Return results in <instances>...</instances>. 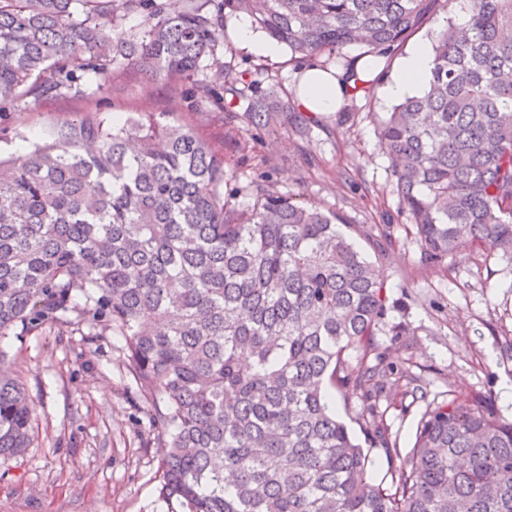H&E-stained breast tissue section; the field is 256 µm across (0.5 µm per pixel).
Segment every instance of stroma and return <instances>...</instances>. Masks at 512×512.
<instances>
[{
    "label": "stroma",
    "instance_id": "1",
    "mask_svg": "<svg viewBox=\"0 0 512 512\" xmlns=\"http://www.w3.org/2000/svg\"><path fill=\"white\" fill-rule=\"evenodd\" d=\"M238 16L224 22L222 61L281 84L296 98L300 71L288 49L260 57L238 44ZM392 101L383 88L346 99L301 135L286 125L248 126L244 106L218 109L194 101L190 84L176 87L115 68L108 87L87 86L21 109L0 112V152L22 153L50 139L84 113L113 117L169 112L223 155L224 199L244 208L249 182L270 176L282 193L340 215L346 232L369 249L366 231L392 240L379 267L386 311L378 342L395 366L412 365L422 389L386 407L384 419L399 447H410L429 406L450 395L489 398L512 420L504 399L512 384V260L474 248L425 268L416 230L399 217L390 162L378 126ZM77 325H54L0 338V353L25 384L36 408L33 442L0 458V512H165L156 487L162 451L151 442L146 409L124 367L118 337H87Z\"/></svg>",
    "mask_w": 512,
    "mask_h": 512
}]
</instances>
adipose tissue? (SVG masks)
<instances>
[{"instance_id": "obj_1", "label": "adipose tissue", "mask_w": 512, "mask_h": 512, "mask_svg": "<svg viewBox=\"0 0 512 512\" xmlns=\"http://www.w3.org/2000/svg\"><path fill=\"white\" fill-rule=\"evenodd\" d=\"M431 61L429 51L422 46L404 57L385 87L386 97L397 100L422 91L423 79L431 68ZM373 66L370 58H359L355 64V79H370ZM355 79L347 80L341 72L310 64L299 81L298 102L306 112L323 114L336 111L345 96L351 94Z\"/></svg>"}]
</instances>
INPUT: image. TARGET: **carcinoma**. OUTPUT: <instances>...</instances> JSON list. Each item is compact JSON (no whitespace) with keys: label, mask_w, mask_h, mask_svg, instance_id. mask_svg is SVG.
<instances>
[{"label":"carcinoma","mask_w":512,"mask_h":512,"mask_svg":"<svg viewBox=\"0 0 512 512\" xmlns=\"http://www.w3.org/2000/svg\"><path fill=\"white\" fill-rule=\"evenodd\" d=\"M0 0V110L101 88L117 64L187 81L195 97L246 102L245 122L305 129L311 112L224 70V19L248 14L301 63L350 45L382 65L455 0ZM140 12L142 27L123 28ZM512 0L446 16L418 96L379 126L399 212L421 261L483 247L512 259ZM224 201V156L163 112H88L20 155L0 154V336L69 313L120 337L125 367L163 449L167 512H512V422L482 399L422 415L412 446L392 440L377 400L417 381L376 340L385 283L334 212L253 185ZM356 361H351V358ZM390 464L369 456L336 412ZM33 401L0 353V456L32 443Z\"/></svg>","instance_id":"obj_1"}]
</instances>
